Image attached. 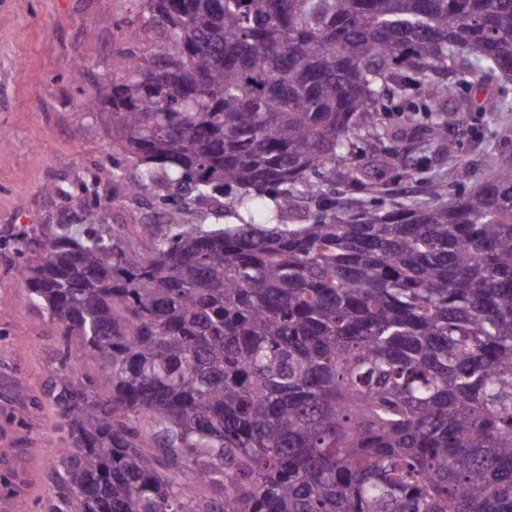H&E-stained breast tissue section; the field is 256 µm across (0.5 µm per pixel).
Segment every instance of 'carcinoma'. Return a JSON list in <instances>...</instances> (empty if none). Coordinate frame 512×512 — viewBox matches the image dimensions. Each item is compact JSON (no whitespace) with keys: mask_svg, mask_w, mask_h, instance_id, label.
Masks as SVG:
<instances>
[{"mask_svg":"<svg viewBox=\"0 0 512 512\" xmlns=\"http://www.w3.org/2000/svg\"><path fill=\"white\" fill-rule=\"evenodd\" d=\"M134 2L124 38L157 50L87 109L129 190L188 202L142 251L64 225L21 267L71 360L52 512H512V156L385 211L324 186L379 183L358 145L406 136L468 176L470 101L434 74L512 79V0ZM88 362L108 394L70 384Z\"/></svg>","mask_w":512,"mask_h":512,"instance_id":"obj_1","label":"carcinoma"}]
</instances>
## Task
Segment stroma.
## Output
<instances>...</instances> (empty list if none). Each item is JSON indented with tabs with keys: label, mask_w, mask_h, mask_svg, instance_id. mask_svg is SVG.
Instances as JSON below:
<instances>
[{
	"label": "stroma",
	"mask_w": 512,
	"mask_h": 512,
	"mask_svg": "<svg viewBox=\"0 0 512 512\" xmlns=\"http://www.w3.org/2000/svg\"><path fill=\"white\" fill-rule=\"evenodd\" d=\"M136 16L133 0H0V309L9 314L0 321V512H51L62 493L56 473L72 452L52 398L64 349L17 278L30 240L47 243L64 224L82 229L76 196L86 183L101 200L95 232L135 248L143 224L161 223L166 208L154 194H129L137 168L113 153L108 115L83 109L94 81L115 70L121 28ZM77 63L86 67L78 82ZM448 138L477 177L489 151L512 153V126L477 107ZM388 166L384 193L347 191L346 205L422 198L429 178L447 173L448 156L405 139Z\"/></svg>",
	"instance_id": "obj_1"
}]
</instances>
